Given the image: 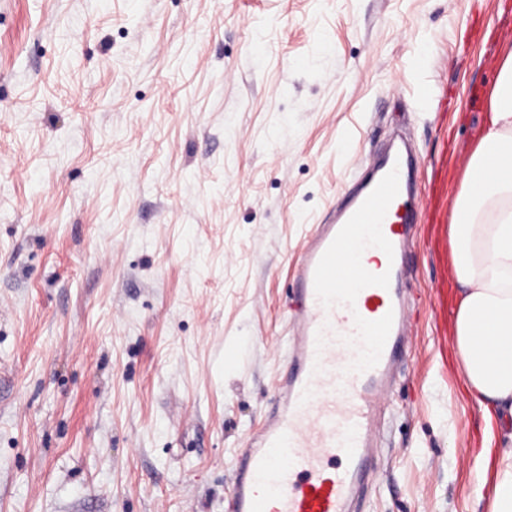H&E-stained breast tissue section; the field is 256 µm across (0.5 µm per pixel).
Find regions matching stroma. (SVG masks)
<instances>
[{
  "label": "stroma",
  "instance_id": "35a3bbf8",
  "mask_svg": "<svg viewBox=\"0 0 512 512\" xmlns=\"http://www.w3.org/2000/svg\"><path fill=\"white\" fill-rule=\"evenodd\" d=\"M512 0H0V512H224L295 267L394 135L411 334L357 512H473L452 202Z\"/></svg>",
  "mask_w": 512,
  "mask_h": 512
}]
</instances>
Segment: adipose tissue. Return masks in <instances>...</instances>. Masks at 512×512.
Segmentation results:
<instances>
[{
	"instance_id": "adipose-tissue-1",
	"label": "adipose tissue",
	"mask_w": 512,
	"mask_h": 512,
	"mask_svg": "<svg viewBox=\"0 0 512 512\" xmlns=\"http://www.w3.org/2000/svg\"><path fill=\"white\" fill-rule=\"evenodd\" d=\"M453 202L452 336L467 394L482 410L477 495L512 512V43L503 42L486 119Z\"/></svg>"
}]
</instances>
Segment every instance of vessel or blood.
<instances>
[{"mask_svg": "<svg viewBox=\"0 0 512 512\" xmlns=\"http://www.w3.org/2000/svg\"><path fill=\"white\" fill-rule=\"evenodd\" d=\"M406 163L403 149L389 153L312 234L296 277L295 364L265 430L240 455L227 512H353L407 326ZM375 252L386 254L385 266L331 286L339 266L363 265Z\"/></svg>", "mask_w": 512, "mask_h": 512, "instance_id": "vessel-or-blood-1", "label": "vessel or blood"}]
</instances>
